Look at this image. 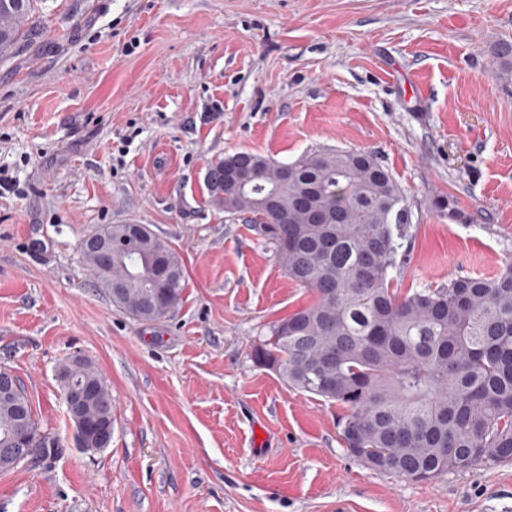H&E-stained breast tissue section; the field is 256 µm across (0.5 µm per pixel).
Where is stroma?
I'll return each instance as SVG.
<instances>
[{"label":"stroma","instance_id":"obj_1","mask_svg":"<svg viewBox=\"0 0 512 512\" xmlns=\"http://www.w3.org/2000/svg\"><path fill=\"white\" fill-rule=\"evenodd\" d=\"M0 66V366L54 462L0 470V512H512V462L416 483L367 468L340 406L252 351L306 303L253 225L206 202L210 161L374 153L406 196L399 291L512 266V0H37ZM452 196L458 219L432 201ZM146 224L186 268L137 321L81 239ZM92 364L112 443L78 448L58 370ZM264 440L257 453L252 434ZM20 388H21L20 399L22 400V402L24 404L29 405V409H28L29 416H28V419H29L30 426L32 427V429L34 431H36V433H40V434H45L46 435L45 436V440H46V444L48 445V447H42V448H44V451H43V454H42V458L39 460V462L44 461L43 464L51 463L53 460H55L58 456H60L62 454L63 448H64L63 441H62V439L58 435H55V434L50 433V432H47L46 430H42L39 427V424H38V422H37V420H36V418L34 416V413H33V410H32V406L30 404L28 396H27L26 392L24 391V389L22 388L21 385H20Z\"/></svg>","mask_w":512,"mask_h":512}]
</instances>
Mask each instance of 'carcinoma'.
I'll use <instances>...</instances> for the list:
<instances>
[{
	"label": "carcinoma",
	"mask_w": 512,
	"mask_h": 512,
	"mask_svg": "<svg viewBox=\"0 0 512 512\" xmlns=\"http://www.w3.org/2000/svg\"><path fill=\"white\" fill-rule=\"evenodd\" d=\"M37 21L34 0H0V65L14 62ZM239 169L246 191L229 181ZM207 203L244 215L275 246L286 275L312 301L275 322L256 364L290 388L335 402L346 450L369 468L417 483L512 459V268L402 293L392 273L409 255L402 188L361 150L314 149L292 163L242 150L206 168ZM112 302L158 321L179 304L185 266L146 224H107ZM64 389L102 381L89 364ZM45 434L42 461L63 452ZM16 446L13 407L0 400V448Z\"/></svg>",
	"instance_id": "1"
}]
</instances>
